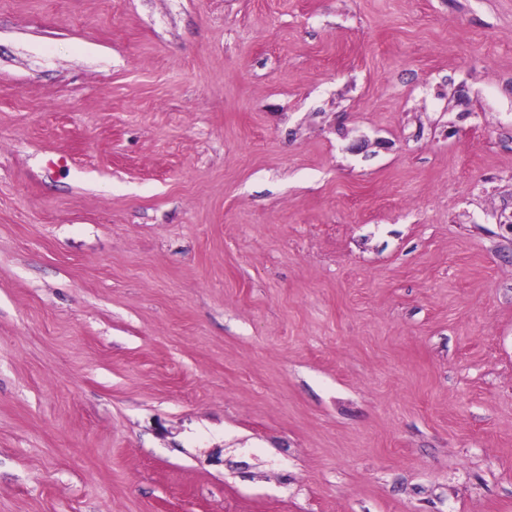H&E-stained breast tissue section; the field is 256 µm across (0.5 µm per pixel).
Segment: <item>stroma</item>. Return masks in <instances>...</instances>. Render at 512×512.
<instances>
[{
    "label": "stroma",
    "instance_id": "35a3bbf8",
    "mask_svg": "<svg viewBox=\"0 0 512 512\" xmlns=\"http://www.w3.org/2000/svg\"><path fill=\"white\" fill-rule=\"evenodd\" d=\"M0 512H512V0H0Z\"/></svg>",
    "mask_w": 512,
    "mask_h": 512
}]
</instances>
